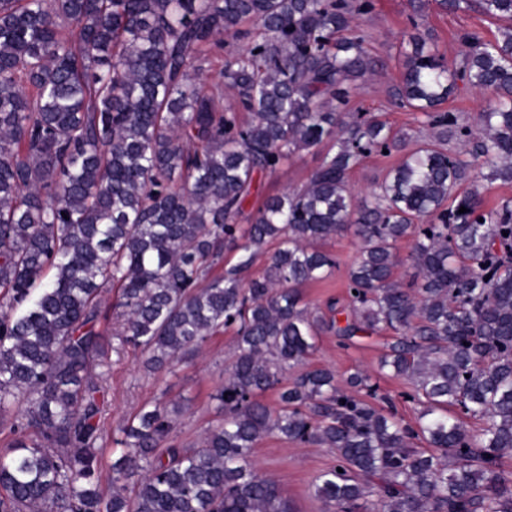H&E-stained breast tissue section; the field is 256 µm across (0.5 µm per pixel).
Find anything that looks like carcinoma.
I'll use <instances>...</instances> for the list:
<instances>
[{"label": "carcinoma", "instance_id": "1", "mask_svg": "<svg viewBox=\"0 0 512 512\" xmlns=\"http://www.w3.org/2000/svg\"><path fill=\"white\" fill-rule=\"evenodd\" d=\"M433 6L505 26L465 32L452 66L410 37L392 104L422 114L420 136L349 111L380 73L352 27L373 0H0V512H287L251 462L272 432L334 450L316 478L327 512H512V199L488 209L481 192L512 183V0H410L413 28ZM226 34L246 40L220 72L229 107L194 66ZM460 84L497 104L474 123L441 110ZM321 148L303 188L238 223L257 175ZM385 150L399 162L357 197L350 170ZM349 228L341 325L300 288L339 268L314 243ZM226 247L239 260L214 274ZM106 288L151 371L236 328L222 418L186 448L176 410L143 407L117 425L108 487ZM323 332L342 347L393 333L379 367L409 384L416 425L369 373L309 366Z\"/></svg>", "mask_w": 512, "mask_h": 512}]
</instances>
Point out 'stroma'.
<instances>
[{
	"instance_id": "stroma-1",
	"label": "stroma",
	"mask_w": 512,
	"mask_h": 512,
	"mask_svg": "<svg viewBox=\"0 0 512 512\" xmlns=\"http://www.w3.org/2000/svg\"><path fill=\"white\" fill-rule=\"evenodd\" d=\"M373 12L357 18L360 28L371 35L370 54L385 66L383 75L365 78L352 100L355 112L384 113L389 124L409 133L421 131V113L393 107L389 89L396 84L405 63V51L413 29L409 21V0H374ZM482 28L487 37L498 34L497 22L476 13L449 14L430 9L421 33L429 34L448 63H455L462 50L461 37L472 28ZM316 151H303L288 160L272 176L257 180L258 196L247 204L254 211L259 199L268 194L302 188L309 173L317 166ZM320 249L332 253L340 263L336 272L319 282L301 288L302 301L309 307H324L328 299H344L346 271L356 257L359 241L352 231L320 242ZM389 333L356 338L353 346L341 347L332 334L320 336L309 358L310 365L325 367L346 375L357 370L376 374L379 357ZM109 363L103 421L106 433H113L119 422L132 419L145 403L159 400L178 403L176 439L185 447L196 444L209 425L221 414L212 396L224 382V369L236 347L235 332L226 329L211 336L201 352L187 357L172 368L152 373L142 366L141 353L121 347L116 336H109ZM255 465L275 479L281 489L288 512H324L323 502L315 494L319 473L335 461L330 449L308 443L293 442L271 433L265 435L253 451Z\"/></svg>"
}]
</instances>
